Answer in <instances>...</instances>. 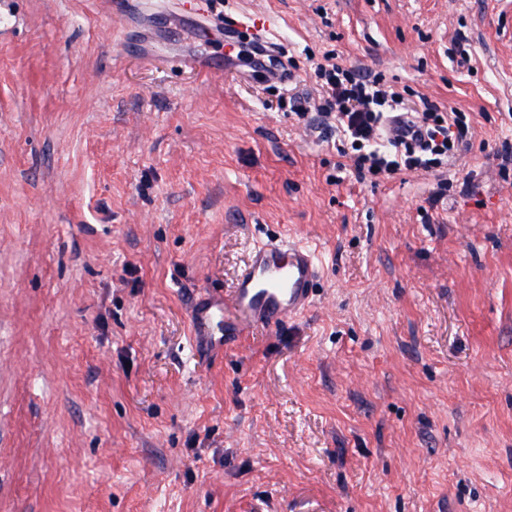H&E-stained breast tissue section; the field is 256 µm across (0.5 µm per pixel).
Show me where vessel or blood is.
<instances>
[{
    "label": "vessel or blood",
    "mask_w": 512,
    "mask_h": 512,
    "mask_svg": "<svg viewBox=\"0 0 512 512\" xmlns=\"http://www.w3.org/2000/svg\"><path fill=\"white\" fill-rule=\"evenodd\" d=\"M315 250L284 238L258 242L228 295L203 293L190 306L194 346L223 351L232 337L303 314L313 302Z\"/></svg>",
    "instance_id": "vessel-or-blood-1"
}]
</instances>
